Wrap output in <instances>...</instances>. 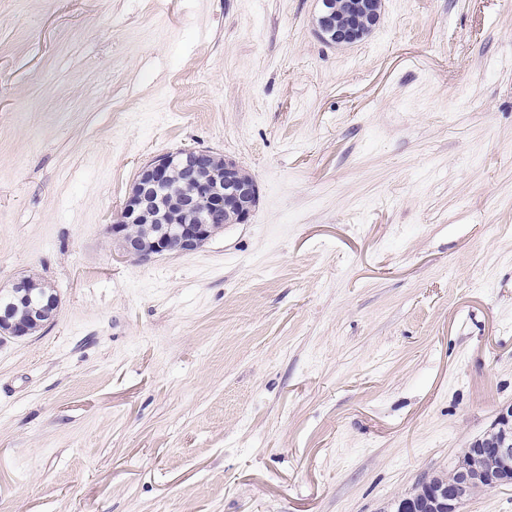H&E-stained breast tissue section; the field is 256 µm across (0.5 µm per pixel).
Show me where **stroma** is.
Returning <instances> with one entry per match:
<instances>
[{
  "label": "stroma",
  "mask_w": 512,
  "mask_h": 512,
  "mask_svg": "<svg viewBox=\"0 0 512 512\" xmlns=\"http://www.w3.org/2000/svg\"><path fill=\"white\" fill-rule=\"evenodd\" d=\"M0 0V512H390L512 405V0ZM208 148L249 223L139 262L140 167ZM321 8L316 17V31L319 37L331 45L343 41L344 30L336 29V2L335 0H320ZM334 32L335 42L334 40ZM342 35V36H341ZM1 296L11 297V306L22 308L21 315L0 313V335L23 339L34 336L37 330L52 323L60 309V298L51 288H37V282L21 277L14 280Z\"/></svg>",
  "instance_id": "stroma-1"
}]
</instances>
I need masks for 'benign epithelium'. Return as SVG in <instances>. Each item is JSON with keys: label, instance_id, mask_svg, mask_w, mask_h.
<instances>
[{"label": "benign epithelium", "instance_id": "benign-epithelium-1", "mask_svg": "<svg viewBox=\"0 0 512 512\" xmlns=\"http://www.w3.org/2000/svg\"><path fill=\"white\" fill-rule=\"evenodd\" d=\"M316 17L319 37L329 44L343 41L336 28L335 0H320ZM363 18L377 24L382 0H361ZM177 171L191 173L196 185L184 198L191 214L186 224H164L150 238L131 230L136 224L155 218L163 192L173 190L169 179ZM259 200L256 177L235 160L209 149L168 152L145 163L139 170L120 213L108 225V232L122 252L148 261L157 256L184 254L201 249L224 231L226 224H245ZM11 305L22 308L21 315L0 313V335L23 339L52 323L60 309L54 289L39 288L37 282L21 277L6 287ZM512 484V406L502 410L486 435L463 449L454 468L445 475L423 478L414 492L401 499L397 512H462L475 493Z\"/></svg>", "mask_w": 512, "mask_h": 512}]
</instances>
